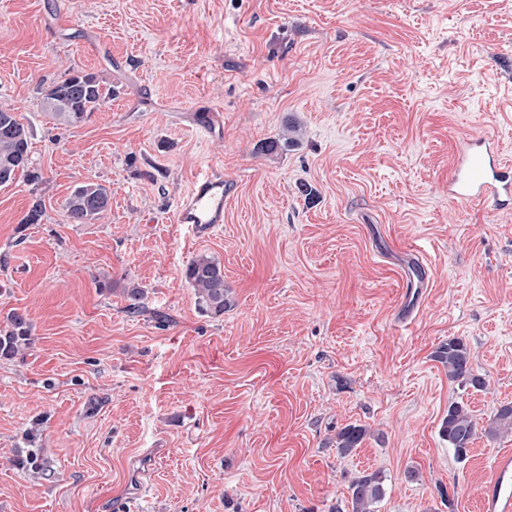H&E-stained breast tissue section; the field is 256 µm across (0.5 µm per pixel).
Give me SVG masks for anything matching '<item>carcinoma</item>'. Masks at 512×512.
<instances>
[{"label": "carcinoma", "instance_id": "cac0c4a2", "mask_svg": "<svg viewBox=\"0 0 512 512\" xmlns=\"http://www.w3.org/2000/svg\"><path fill=\"white\" fill-rule=\"evenodd\" d=\"M112 86L98 74L71 70L61 80L41 89V104L51 116L69 126L83 122L88 113L97 110L112 98ZM22 174L36 182L40 175L30 169L29 133L9 108L0 107V186L14 182ZM107 189L93 181L76 185L64 203L65 217L72 224H86L109 210ZM184 276L194 290L200 311L212 318L224 315L227 288L224 283V265L207 254L195 256L186 265ZM31 327L27 317L13 312L6 327L0 329V358L11 359L30 344ZM434 358L447 371L448 379L477 390L484 387L481 377L473 374L470 349L460 338L442 342ZM485 436L496 439L512 434V403L503 404L493 418L482 428ZM367 429L350 424L336 438V448L348 455L360 447L367 437ZM441 435L453 448L458 460L466 459L469 448L477 438V424L468 404L448 402V412L442 420ZM384 495L380 473H361L349 485L350 512H377V504Z\"/></svg>", "mask_w": 512, "mask_h": 512}]
</instances>
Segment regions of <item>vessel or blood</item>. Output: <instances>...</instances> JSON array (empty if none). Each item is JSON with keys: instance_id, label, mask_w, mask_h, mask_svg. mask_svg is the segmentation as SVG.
<instances>
[{"instance_id": "obj_1", "label": "vessel or blood", "mask_w": 512, "mask_h": 512, "mask_svg": "<svg viewBox=\"0 0 512 512\" xmlns=\"http://www.w3.org/2000/svg\"><path fill=\"white\" fill-rule=\"evenodd\" d=\"M448 196L498 209L512 207V164L507 163L497 139L491 136L457 143L448 176ZM224 176L208 172L195 179L179 206L177 223L204 236L224 222ZM481 512H512V454H496L491 475L480 496Z\"/></svg>"}]
</instances>
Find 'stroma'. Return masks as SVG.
Wrapping results in <instances>:
<instances>
[{"label":"stroma","instance_id":"1","mask_svg":"<svg viewBox=\"0 0 512 512\" xmlns=\"http://www.w3.org/2000/svg\"><path fill=\"white\" fill-rule=\"evenodd\" d=\"M70 69L115 91L76 127L39 94ZM0 106L42 175L0 187V328L31 324L0 358V512H346L365 471L378 512H480L512 435L461 462L440 426L512 402V209L449 199L448 170L465 138L512 158V0H0ZM211 171L224 224L197 237L175 211ZM85 181L111 208L69 223ZM201 253L218 318L184 277ZM451 337L485 389L434 360ZM184 276L194 290L200 311L212 318L224 314L227 288L224 266L213 256L199 254L186 265ZM31 341L30 322L24 314L12 312L0 329V358H14ZM367 435L368 432L365 427L350 424L337 434L336 448L341 454L348 455L360 447Z\"/></svg>","mask_w":512,"mask_h":512}]
</instances>
